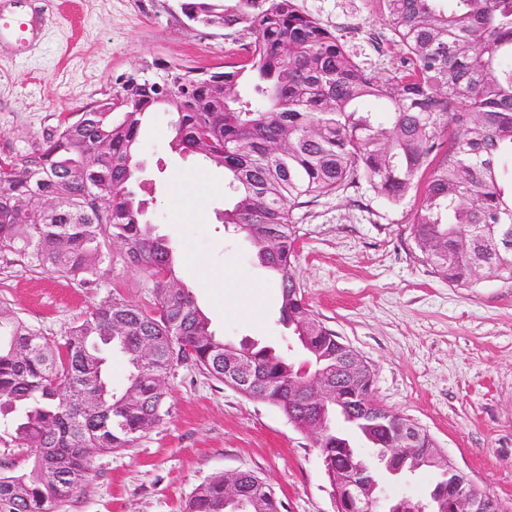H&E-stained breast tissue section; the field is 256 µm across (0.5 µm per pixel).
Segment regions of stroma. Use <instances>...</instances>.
<instances>
[{
  "label": "stroma",
  "mask_w": 512,
  "mask_h": 512,
  "mask_svg": "<svg viewBox=\"0 0 512 512\" xmlns=\"http://www.w3.org/2000/svg\"><path fill=\"white\" fill-rule=\"evenodd\" d=\"M335 31L364 70L390 77L401 66L379 0H298ZM31 46L0 41V137L23 149L59 117L111 93L117 78L163 59L215 68L239 58L231 30L194 25L178 0H31ZM172 116L150 113L139 137L144 219L170 243L176 276L193 291L217 335L307 354L279 320V286L252 245L225 232L231 199L223 168L169 147ZM412 190L394 206L367 186L340 189L295 209V272L311 309L373 373L374 400L425 431L453 466L512 512V286L482 275L448 286L419 260L409 235ZM85 286L0 254V309L51 340L94 305L121 293L147 302L151 284L122 259ZM165 383L169 414L132 447L95 456L80 491L54 512H184L201 483L250 470L282 512H335L312 438L274 406L251 399L188 361Z\"/></svg>",
  "instance_id": "35a3bbf8"
}]
</instances>
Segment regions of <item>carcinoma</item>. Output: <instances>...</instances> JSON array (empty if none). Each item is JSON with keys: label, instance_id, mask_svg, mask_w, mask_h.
I'll use <instances>...</instances> for the list:
<instances>
[{"label": "carcinoma", "instance_id": "cac0c4a2", "mask_svg": "<svg viewBox=\"0 0 512 512\" xmlns=\"http://www.w3.org/2000/svg\"><path fill=\"white\" fill-rule=\"evenodd\" d=\"M381 2L404 54L393 77L360 68L297 0H180L189 22L248 38L245 55L223 70L154 61L24 151L0 143V253L85 285L111 264L109 239L152 281L148 302L114 294L61 344L0 311V447L32 459L28 470L0 472V512H53L95 455L161 425L164 378L179 360L236 390L238 363H249L253 387L240 390L314 438L331 490L346 495L351 468L370 460L357 436L408 473L435 470L432 490L448 495V461L434 441L424 433L409 448L399 442L407 420L368 406L371 370L350 374L352 349L305 301L292 273L291 212L362 183L397 205L421 183L409 229L431 273L458 288L484 272L512 284V0ZM371 97L387 102L389 125L362 110ZM158 109L174 117L173 151L224 168L232 200L222 224L278 276L279 320L310 369L267 346L225 342L179 284L173 250L143 221L134 183L140 128ZM110 348L130 369L119 393L106 375ZM316 373L330 385L323 410L292 397ZM338 416L351 432L336 429ZM238 482L239 504L225 502L220 475L195 488L187 512H280L257 474L242 471Z\"/></svg>", "mask_w": 512, "mask_h": 512}]
</instances>
